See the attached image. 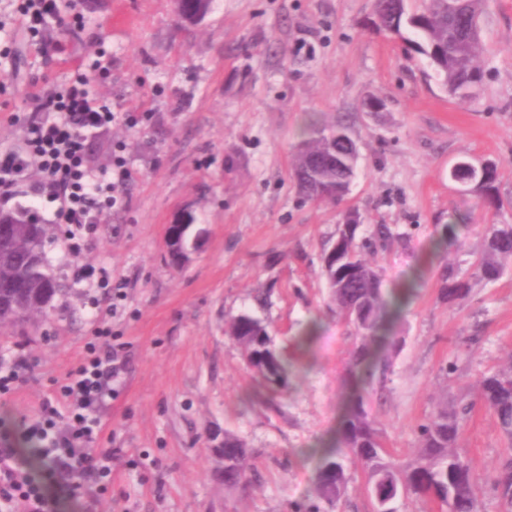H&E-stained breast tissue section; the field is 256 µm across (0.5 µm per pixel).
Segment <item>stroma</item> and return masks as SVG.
Wrapping results in <instances>:
<instances>
[{
    "instance_id": "obj_1",
    "label": "stroma",
    "mask_w": 512,
    "mask_h": 512,
    "mask_svg": "<svg viewBox=\"0 0 512 512\" xmlns=\"http://www.w3.org/2000/svg\"><path fill=\"white\" fill-rule=\"evenodd\" d=\"M80 15L66 61L47 67L17 34L13 0H0V28L16 33V61L0 62V152L20 148L31 84L54 90L85 74L142 127H111L90 141L96 163L116 147L137 177L93 234L87 255L126 283L112 334L126 345V384L95 445L116 448L112 484L92 512H292L312 498L310 449L336 435L340 374L354 330L328 308L321 249L348 212L388 224L404 238L371 254L386 290L419 282L391 336L401 349L372 414L399 461L419 446L418 424L440 403L471 404L457 442L480 489L481 512H500L493 481L507 440L477 402L476 382L512 354V269L472 283L448 304L439 276L470 274L484 228L512 224V0H483L484 81L468 100L449 96L410 42L374 29L372 0H213L185 25L175 0H62ZM341 122L359 147L345 200L305 199L291 177L310 124ZM460 160L490 161L502 205L448 175ZM208 237L191 263L168 264L169 224L182 214ZM468 216L464 245L440 244L446 225ZM65 225L47 251L64 287L48 318L0 329V359L25 346L32 377L0 399V420L33 417L58 397L57 380L84 355L96 324L71 275ZM269 291L258 306V291ZM263 319L294 367L276 408L251 403L254 385L226 320ZM231 430L253 450L256 479L228 491L210 461V435Z\"/></svg>"
}]
</instances>
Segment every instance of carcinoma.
<instances>
[{"mask_svg": "<svg viewBox=\"0 0 512 512\" xmlns=\"http://www.w3.org/2000/svg\"><path fill=\"white\" fill-rule=\"evenodd\" d=\"M481 8L482 0H420L415 10L408 9L407 0H373V22L378 30L399 37L406 31L415 34L416 52L429 61L442 88L453 97L471 99L478 94L483 79L480 34L472 31V21L481 15ZM347 131L349 128L340 123L314 126L300 144L294 177L309 200L336 203L345 199L357 167L353 153L336 138ZM496 181L497 168L492 164L481 195L488 207L500 204ZM7 217L10 223H0V324L22 325L36 316H48L61 288L47 263L46 247L51 238L46 225L30 223L24 210L10 212ZM348 220L350 224L338 225L336 237L342 239V245L322 275L330 304L357 337L341 383L358 390L350 395L341 415L335 446L317 450L314 501L299 507L298 512H323L324 504L337 508L346 493L348 463L366 476L372 512H399L398 503L411 496L447 505L450 512H480L475 480L456 484L453 494H448V465L471 472L470 465L455 451L470 406L438 405L419 425V448L410 463L392 458L384 448L371 414L369 392L385 386L391 361L379 354L375 345L401 317L415 283L387 293L380 270L367 261L364 250L387 247L395 239L394 233L388 225L376 224L370 236L359 242L356 215L349 214ZM507 259L512 261V224L487 225L474 277L499 279ZM469 292V283L448 267L441 276L440 298L452 303L465 299ZM226 326L228 336L241 350L246 370L259 385L272 394L287 390L288 361L276 348L267 325L259 319L242 321L234 315ZM477 390L480 400L495 414L500 431L512 442V355L505 366L482 377ZM224 445L228 448L224 488L244 490L253 472V451L227 430ZM494 490L501 512H512V454L500 460Z\"/></svg>", "mask_w": 512, "mask_h": 512, "instance_id": "obj_1", "label": "carcinoma"}]
</instances>
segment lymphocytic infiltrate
<instances>
[{"label": "lymphocytic infiltrate", "mask_w": 512, "mask_h": 512, "mask_svg": "<svg viewBox=\"0 0 512 512\" xmlns=\"http://www.w3.org/2000/svg\"><path fill=\"white\" fill-rule=\"evenodd\" d=\"M24 30L57 27L72 33L75 21L65 20L56 0H27L20 13ZM33 108L22 148L0 154V200L28 187L30 208L53 204L51 221L67 227L65 249L80 255L101 224L105 209L117 198L105 184L127 188L134 179L124 161L111 168L92 160L89 140L130 115L91 94L86 78L73 81L65 93L33 92ZM97 324L84 358L68 370L59 392L66 411L44 402L38 416L20 430H0V512H58L62 503L112 475L114 448L95 447L103 429L102 413L123 389L127 360L123 345L113 343L110 324L119 313L113 296L92 302ZM34 445L33 454L17 448V438Z\"/></svg>", "instance_id": "1"}]
</instances>
